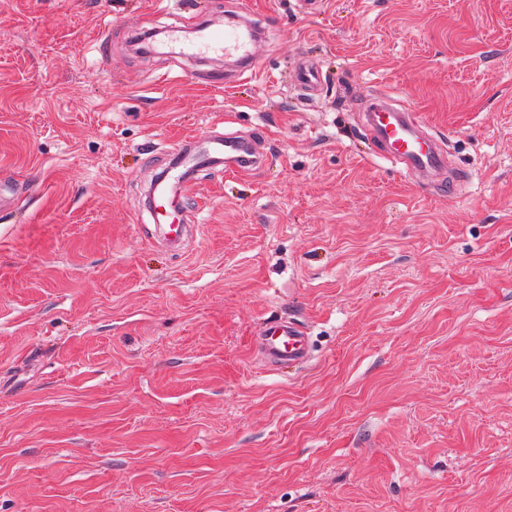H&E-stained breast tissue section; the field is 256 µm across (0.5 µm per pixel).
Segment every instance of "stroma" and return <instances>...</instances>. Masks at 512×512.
Instances as JSON below:
<instances>
[{
  "label": "stroma",
  "mask_w": 512,
  "mask_h": 512,
  "mask_svg": "<svg viewBox=\"0 0 512 512\" xmlns=\"http://www.w3.org/2000/svg\"><path fill=\"white\" fill-rule=\"evenodd\" d=\"M226 14L264 75L129 44ZM218 133L265 163L192 169L171 248L150 183ZM0 179V512H512V0H0ZM366 128L375 152L413 176L446 171L448 158L433 137L423 135L415 112L397 109L379 100L365 114ZM257 346L273 362L298 365L310 357L308 336L290 320L266 323L258 332Z\"/></svg>",
  "instance_id": "obj_1"
}]
</instances>
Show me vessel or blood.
Listing matches in <instances>:
<instances>
[{
  "label": "vessel or blood",
  "instance_id": "1",
  "mask_svg": "<svg viewBox=\"0 0 512 512\" xmlns=\"http://www.w3.org/2000/svg\"><path fill=\"white\" fill-rule=\"evenodd\" d=\"M254 32L250 28L227 25L222 30L201 31L197 40L182 45L183 52L236 53L243 61V70L256 75L261 65L254 59L251 43ZM366 128L375 151L401 170L413 176H423L447 170L448 158L439 150L433 137L423 135L422 124L416 113L391 106L381 100L365 115ZM224 158L226 170L239 171L255 167L251 148L237 136L228 134L210 141L202 156H187L186 164L206 163L212 155ZM257 345L274 362L305 363L310 357L308 338L301 327L290 320L266 323L259 331Z\"/></svg>",
  "mask_w": 512,
  "mask_h": 512
}]
</instances>
